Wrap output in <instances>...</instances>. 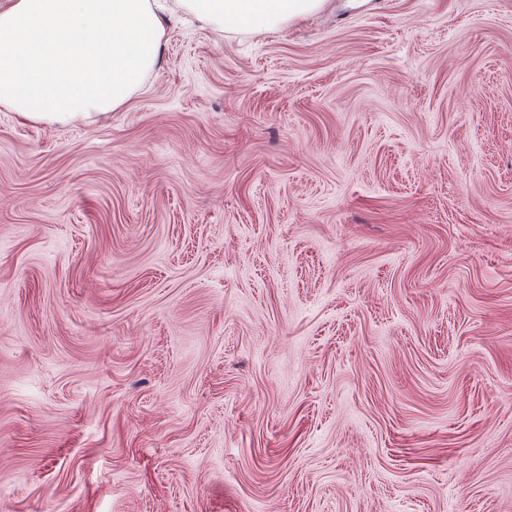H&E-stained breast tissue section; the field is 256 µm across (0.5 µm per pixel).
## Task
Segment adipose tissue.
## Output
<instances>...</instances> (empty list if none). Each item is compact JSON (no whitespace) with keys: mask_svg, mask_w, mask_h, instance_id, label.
<instances>
[{"mask_svg":"<svg viewBox=\"0 0 512 512\" xmlns=\"http://www.w3.org/2000/svg\"><path fill=\"white\" fill-rule=\"evenodd\" d=\"M218 30H270L324 0H177ZM156 0H7L0 5V106L35 122L122 107L158 63Z\"/></svg>","mask_w":512,"mask_h":512,"instance_id":"ef3b65f1","label":"adipose tissue"}]
</instances>
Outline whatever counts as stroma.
Wrapping results in <instances>:
<instances>
[{
	"label": "stroma",
	"instance_id": "obj_1",
	"mask_svg": "<svg viewBox=\"0 0 512 512\" xmlns=\"http://www.w3.org/2000/svg\"><path fill=\"white\" fill-rule=\"evenodd\" d=\"M164 24L0 107V512H512V0Z\"/></svg>",
	"mask_w": 512,
	"mask_h": 512
}]
</instances>
